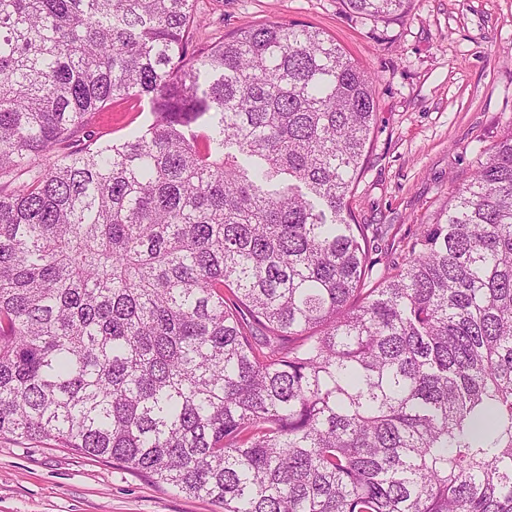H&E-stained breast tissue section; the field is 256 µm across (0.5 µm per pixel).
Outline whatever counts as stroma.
<instances>
[{
  "instance_id": "stroma-1",
  "label": "stroma",
  "mask_w": 512,
  "mask_h": 512,
  "mask_svg": "<svg viewBox=\"0 0 512 512\" xmlns=\"http://www.w3.org/2000/svg\"><path fill=\"white\" fill-rule=\"evenodd\" d=\"M195 44L265 21L312 26L374 72L376 116L350 200L357 223L385 227L380 267L435 223L468 179L475 153L512 124V0H413L374 22L342 0H196ZM152 121L147 100L109 105L90 125L122 140ZM0 512H222L122 464L43 443L0 440Z\"/></svg>"
}]
</instances>
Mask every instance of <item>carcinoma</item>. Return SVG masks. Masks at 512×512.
I'll use <instances>...</instances> for the list:
<instances>
[{
    "label": "carcinoma",
    "instance_id": "cac0c4a2",
    "mask_svg": "<svg viewBox=\"0 0 512 512\" xmlns=\"http://www.w3.org/2000/svg\"><path fill=\"white\" fill-rule=\"evenodd\" d=\"M195 3L0 0V439L222 512H512V125L379 274L375 75L277 21L190 51ZM152 121L150 105L147 99L130 97L109 105L106 112L96 115L89 127L92 134L100 137L101 142L122 140L132 133L145 128Z\"/></svg>",
    "mask_w": 512,
    "mask_h": 512
}]
</instances>
